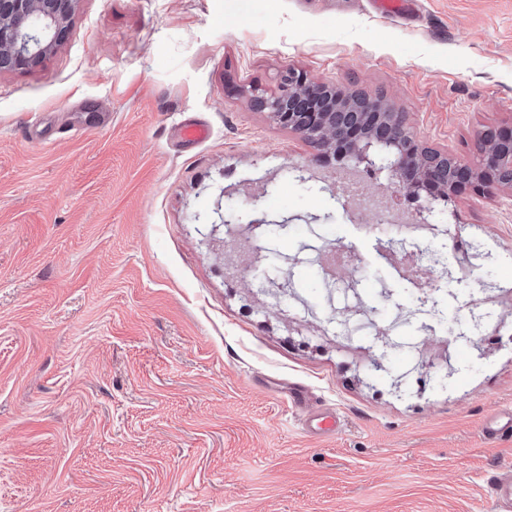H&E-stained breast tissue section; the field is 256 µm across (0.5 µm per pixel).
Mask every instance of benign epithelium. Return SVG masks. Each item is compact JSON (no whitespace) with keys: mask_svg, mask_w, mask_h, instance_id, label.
Instances as JSON below:
<instances>
[{"mask_svg":"<svg viewBox=\"0 0 512 512\" xmlns=\"http://www.w3.org/2000/svg\"><path fill=\"white\" fill-rule=\"evenodd\" d=\"M80 0H0V71L38 64L72 36V20ZM328 86L306 81L293 70L281 79L279 93L257 95L254 107L310 141L323 158L364 162L387 175L391 185L432 210L459 188L481 184L487 192L512 188V124L486 130L476 146V166L452 155L420 146L406 114L350 112L348 106L325 100ZM458 176L448 179L447 162Z\"/></svg>","mask_w":512,"mask_h":512,"instance_id":"1","label":"benign epithelium"}]
</instances>
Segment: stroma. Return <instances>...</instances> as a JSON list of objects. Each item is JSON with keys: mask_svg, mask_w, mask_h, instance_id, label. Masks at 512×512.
I'll list each match as a JSON object with an SVG mask.
<instances>
[{"mask_svg": "<svg viewBox=\"0 0 512 512\" xmlns=\"http://www.w3.org/2000/svg\"><path fill=\"white\" fill-rule=\"evenodd\" d=\"M420 2L405 23L369 0H81L69 41L0 73V512H494L512 441L481 429L512 409V342L468 337L479 280L512 287V189L400 236L416 203L361 163L391 213H350L344 164L251 104L292 70L477 165L512 122V0ZM218 201L241 238L264 223L236 278ZM460 241L479 278L441 277ZM339 244L359 261L324 276Z\"/></svg>", "mask_w": 512, "mask_h": 512, "instance_id": "obj_1", "label": "stroma"}]
</instances>
